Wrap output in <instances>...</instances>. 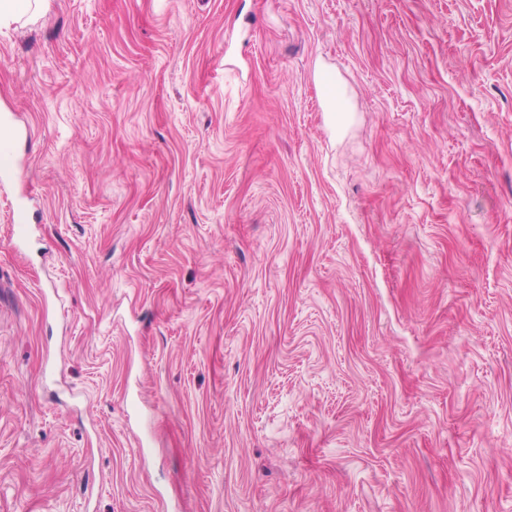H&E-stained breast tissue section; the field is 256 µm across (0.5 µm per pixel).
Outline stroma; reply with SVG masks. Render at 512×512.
<instances>
[{
    "mask_svg": "<svg viewBox=\"0 0 512 512\" xmlns=\"http://www.w3.org/2000/svg\"><path fill=\"white\" fill-rule=\"evenodd\" d=\"M0 115V512H512V0H50ZM315 78L319 83L329 84L331 93L335 97L333 112H329V119L333 127V131L337 134H342L349 124L352 122L354 113L351 112L345 90L339 81L331 80L329 71L323 66L319 65L315 71Z\"/></svg>",
    "mask_w": 512,
    "mask_h": 512,
    "instance_id": "stroma-1",
    "label": "stroma"
}]
</instances>
